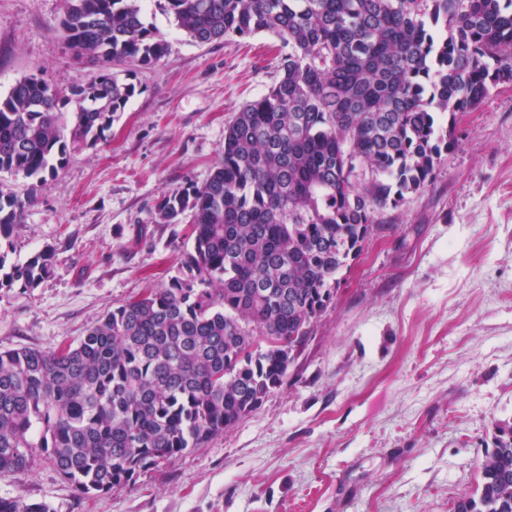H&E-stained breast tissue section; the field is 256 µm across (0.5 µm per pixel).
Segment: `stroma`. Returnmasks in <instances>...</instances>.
<instances>
[{
  "label": "stroma",
  "instance_id": "obj_1",
  "mask_svg": "<svg viewBox=\"0 0 512 512\" xmlns=\"http://www.w3.org/2000/svg\"><path fill=\"white\" fill-rule=\"evenodd\" d=\"M64 0H0V95L31 74L70 90L99 66L58 38ZM169 43L135 69L124 112L53 178L7 184L36 201L6 265L54 253L38 287L0 286V350H56L178 272L180 226L157 224L164 193L204 184L224 127L278 78L285 50L259 33L197 44L157 0ZM435 182L339 274L281 388L200 448L135 485L79 494L47 463L0 475V497L52 512H452L474 493L494 428L512 425V84L459 117Z\"/></svg>",
  "mask_w": 512,
  "mask_h": 512
}]
</instances>
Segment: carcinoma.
I'll list each match as a JSON object with an SVG mask.
<instances>
[{
    "instance_id": "obj_1",
    "label": "carcinoma",
    "mask_w": 512,
    "mask_h": 512,
    "mask_svg": "<svg viewBox=\"0 0 512 512\" xmlns=\"http://www.w3.org/2000/svg\"><path fill=\"white\" fill-rule=\"evenodd\" d=\"M193 41L258 33L288 46L279 78L234 112L209 179L162 196L187 224L181 272L52 352L0 351V473L49 463L81 494L135 483L233 427L280 388L384 211L436 179L456 117L512 83V0H163ZM59 34L99 73L67 93L38 75L0 97V174L40 182L104 137L135 85L117 68L168 52L145 0H64ZM79 107L63 111L73 101ZM31 199L0 181V241ZM53 254L5 274L35 288ZM0 512H50L0 498ZM453 512H512V429Z\"/></svg>"
}]
</instances>
